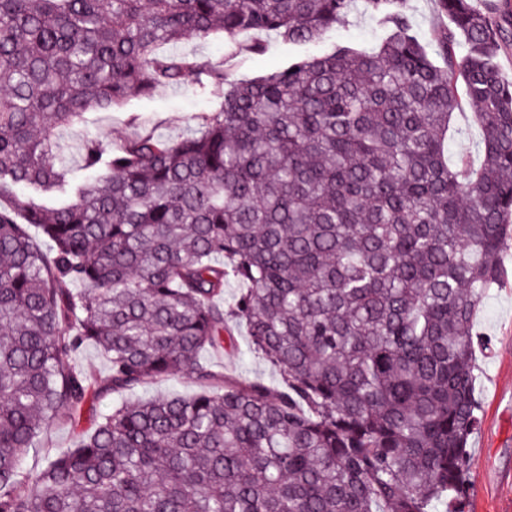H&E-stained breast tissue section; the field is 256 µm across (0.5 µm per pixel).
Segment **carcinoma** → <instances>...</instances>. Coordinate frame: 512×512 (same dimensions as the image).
<instances>
[{
  "mask_svg": "<svg viewBox=\"0 0 512 512\" xmlns=\"http://www.w3.org/2000/svg\"><path fill=\"white\" fill-rule=\"evenodd\" d=\"M359 3L375 46L262 77L177 50L316 43ZM437 7L454 29L427 44L408 0H0V512H465L474 317L512 238V81L498 5ZM204 72L219 109L176 140L83 141L71 186L61 131ZM466 104L481 161L450 165ZM230 318L280 387L200 359ZM88 342L103 380L75 362ZM184 372L195 395L94 417ZM55 422L75 444L25 470Z\"/></svg>",
  "mask_w": 512,
  "mask_h": 512,
  "instance_id": "1",
  "label": "carcinoma"
}]
</instances>
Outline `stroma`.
I'll return each mask as SVG.
<instances>
[{
    "mask_svg": "<svg viewBox=\"0 0 512 512\" xmlns=\"http://www.w3.org/2000/svg\"><path fill=\"white\" fill-rule=\"evenodd\" d=\"M380 34L375 19L359 8L350 14L346 24L315 44L288 45L271 34L259 38L249 34L233 43L220 38L188 41L181 49L196 54L208 65L223 68L229 78L249 79L285 68L295 57L322 54L338 40L371 46ZM258 40L264 48L256 53L251 45ZM219 105V98L206 83L162 89L150 96L133 95L119 109L88 113L85 122L62 136V154L74 180L79 182L85 177L78 151L80 140L118 143L146 132L176 139L194 127L199 113ZM480 138L481 131L470 110H463L448 142L449 162L464 157L471 164H478ZM502 263L505 278L490 291L474 321L476 331L490 348L477 355L474 389L480 424L470 439L473 465L466 512H512V241L503 248ZM234 338L236 348H225L216 359L221 370L240 381L258 379L277 385V374L250 350L244 327L235 328Z\"/></svg>",
    "mask_w": 512,
    "mask_h": 512,
    "instance_id": "stroma-1",
    "label": "stroma"
}]
</instances>
